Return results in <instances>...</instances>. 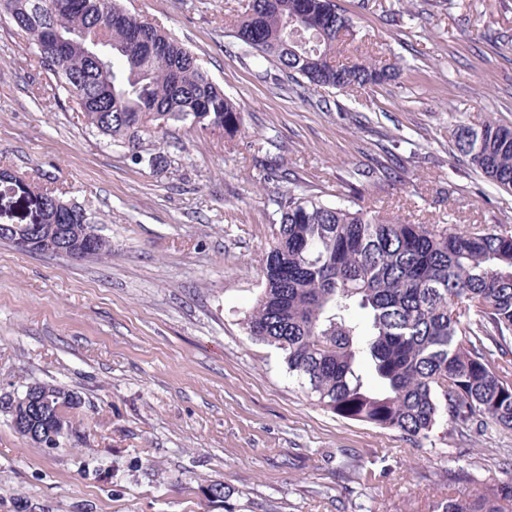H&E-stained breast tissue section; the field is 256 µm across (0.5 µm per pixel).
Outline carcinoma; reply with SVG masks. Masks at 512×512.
<instances>
[{"mask_svg":"<svg viewBox=\"0 0 512 512\" xmlns=\"http://www.w3.org/2000/svg\"><path fill=\"white\" fill-rule=\"evenodd\" d=\"M69 20L55 0H0L35 46L40 71L117 147L139 148L172 126L233 140L239 106L195 54L121 0H79ZM108 42L102 66L61 37L66 26ZM335 0H246L234 37L290 79L322 88L372 89L395 65L336 64L353 36ZM452 147L495 186L512 190V127L457 125ZM72 244L96 235L80 207ZM278 224L260 263L262 290L244 329L280 350L304 393L331 413L426 440L440 426L469 430L492 422L512 430V380L500 374L512 354V226L408 224L376 211L292 190L275 201ZM40 388L53 401L40 427L59 421L76 434L72 391ZM512 479L464 488L433 512H505Z\"/></svg>","mask_w":512,"mask_h":512,"instance_id":"1","label":"carcinoma"}]
</instances>
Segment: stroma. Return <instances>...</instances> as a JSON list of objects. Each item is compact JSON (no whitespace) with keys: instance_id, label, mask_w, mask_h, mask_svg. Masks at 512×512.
<instances>
[{"instance_id":"1","label":"stroma","mask_w":512,"mask_h":512,"mask_svg":"<svg viewBox=\"0 0 512 512\" xmlns=\"http://www.w3.org/2000/svg\"><path fill=\"white\" fill-rule=\"evenodd\" d=\"M241 0H122L199 57L240 105L233 141L183 127L138 153L54 94L0 20V170L74 202L112 246L73 260L0 243V395L77 393L80 430L38 447L0 413V512H432L447 469L512 479V431L401 434L323 410L242 322L277 219L257 150L291 179L415 224H511L512 192L451 148L512 125V0H336L356 35L336 59L398 62L375 91L265 80L232 37ZM224 487L223 500L208 488Z\"/></svg>"}]
</instances>
